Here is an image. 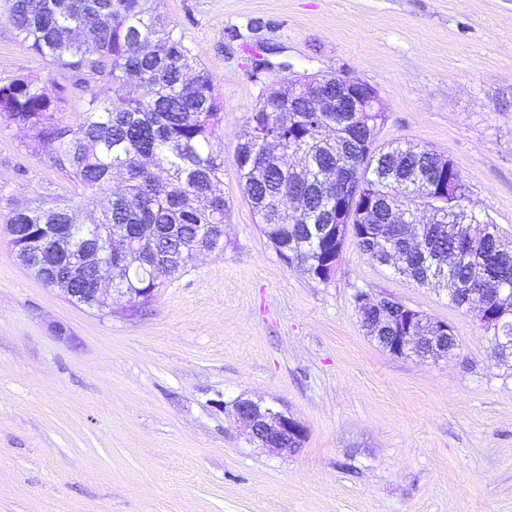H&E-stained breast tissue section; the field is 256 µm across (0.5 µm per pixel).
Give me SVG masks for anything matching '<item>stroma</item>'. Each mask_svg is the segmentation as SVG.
I'll list each match as a JSON object with an SVG mask.
<instances>
[{
  "label": "stroma",
  "instance_id": "1",
  "mask_svg": "<svg viewBox=\"0 0 512 512\" xmlns=\"http://www.w3.org/2000/svg\"><path fill=\"white\" fill-rule=\"evenodd\" d=\"M216 78L230 210L224 248L186 258L133 313L73 304L21 264L0 223V512H512V367L446 292L346 240L327 281L281 261L241 193L250 110L286 79L345 73L378 92L382 143L451 159L467 206L512 239V0H159ZM62 70L0 20V85ZM75 186L0 127V216ZM450 324L459 346L397 357L365 336L357 291ZM289 412L301 448L248 443L232 403Z\"/></svg>",
  "mask_w": 512,
  "mask_h": 512
}]
</instances>
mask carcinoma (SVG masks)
I'll list each match as a JSON object with an SVG mask.
<instances>
[{"mask_svg": "<svg viewBox=\"0 0 512 512\" xmlns=\"http://www.w3.org/2000/svg\"><path fill=\"white\" fill-rule=\"evenodd\" d=\"M16 35L57 67L103 77L106 89L87 101L74 126L54 114L83 90L60 84L47 95L37 80L0 85V125H17L52 150L68 176L96 195L92 224L102 237L90 247L124 270L122 288L149 303L159 280L174 275L183 255L224 247V159L211 139L224 117L214 75L198 63L184 36L151 0H0ZM383 112H311L288 101L281 86L250 112L239 136V187L277 256L298 261L326 281L336 249L350 234L372 263L420 286L442 288L448 302L476 315L492 350L512 359V241L480 219L463 238L452 235L465 207L458 169L426 145L377 144ZM357 177L350 190L352 223L338 227L324 201L336 178ZM400 207H434L447 222L385 223ZM18 254L51 243L53 224H75L72 209L14 208L3 216ZM495 281L491 303L470 286Z\"/></svg>", "mask_w": 512, "mask_h": 512, "instance_id": "cac0c4a2", "label": "carcinoma"}]
</instances>
